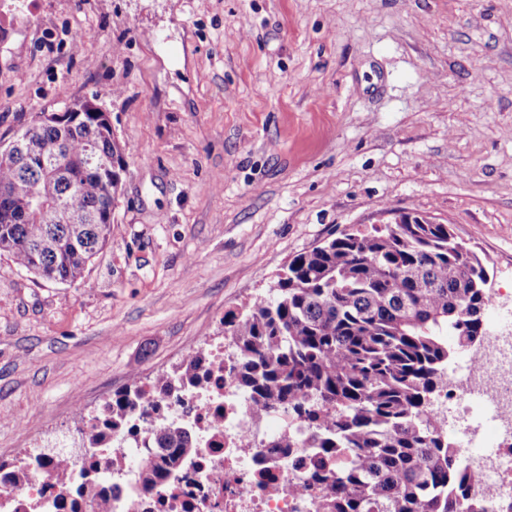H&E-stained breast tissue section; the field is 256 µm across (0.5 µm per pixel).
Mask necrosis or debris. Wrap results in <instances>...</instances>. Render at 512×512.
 I'll list each match as a JSON object with an SVG mask.
<instances>
[{"instance_id":"necrosis-or-debris-1","label":"necrosis or debris","mask_w":512,"mask_h":512,"mask_svg":"<svg viewBox=\"0 0 512 512\" xmlns=\"http://www.w3.org/2000/svg\"><path fill=\"white\" fill-rule=\"evenodd\" d=\"M208 385L188 388L166 399L168 414L192 428L196 453L178 478L148 492L138 467L158 460L150 440L151 407L146 392L131 411L124 432L102 455L112 478L113 512H315L313 493L298 492L303 470H288L272 443L284 432L278 415L257 418L250 396L237 384L235 362L223 344L203 337ZM484 411L496 429L512 434V328H488L484 342L448 372V386L434 414L448 424L468 467L478 477L471 490L489 512L512 503V441L487 444L476 412Z\"/></svg>"}]
</instances>
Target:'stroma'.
Segmentation results:
<instances>
[{
	"instance_id": "35a3bbf8",
	"label": "stroma",
	"mask_w": 512,
	"mask_h": 512,
	"mask_svg": "<svg viewBox=\"0 0 512 512\" xmlns=\"http://www.w3.org/2000/svg\"><path fill=\"white\" fill-rule=\"evenodd\" d=\"M0 140L92 97L130 150L87 284L0 258V460L223 337L300 252L451 225L512 312V0H0Z\"/></svg>"
}]
</instances>
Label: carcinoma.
Wrapping results in <instances>:
<instances>
[{"mask_svg":"<svg viewBox=\"0 0 512 512\" xmlns=\"http://www.w3.org/2000/svg\"><path fill=\"white\" fill-rule=\"evenodd\" d=\"M81 114L42 112L0 142V256L47 281L80 282L106 245L122 188L126 145L94 98L73 99ZM488 266L454 238L448 224L347 228L296 255L273 297L258 296L224 314L241 385L258 415L279 414L288 428L276 448H314L306 482L317 512H487L469 491L468 466L430 414L454 356L485 336ZM201 352L155 381L162 395L195 375ZM127 387L92 419L121 424L142 400ZM161 462L143 466L146 490L163 484L196 452L179 424L158 422ZM47 464L0 461V482L20 485ZM56 512L71 492L112 512L98 466L57 460Z\"/></svg>","mask_w":512,"mask_h":512,"instance_id":"carcinoma-1","label":"carcinoma"}]
</instances>
